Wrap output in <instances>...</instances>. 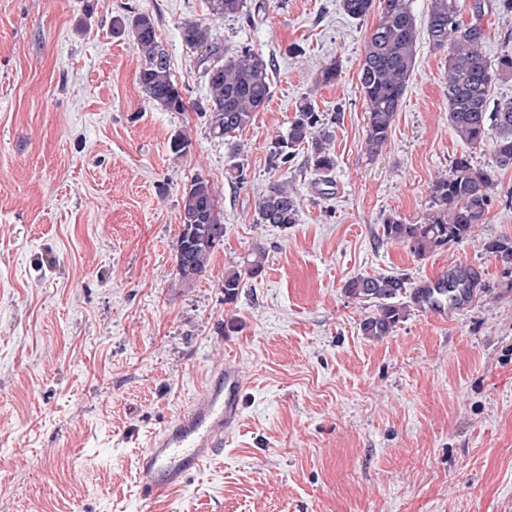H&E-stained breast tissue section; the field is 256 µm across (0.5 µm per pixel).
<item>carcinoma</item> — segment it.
I'll list each match as a JSON object with an SVG mask.
<instances>
[{
	"label": "carcinoma",
	"mask_w": 512,
	"mask_h": 512,
	"mask_svg": "<svg viewBox=\"0 0 512 512\" xmlns=\"http://www.w3.org/2000/svg\"><path fill=\"white\" fill-rule=\"evenodd\" d=\"M430 0L425 26L418 24L409 0H341L349 17H373L364 43L358 73L367 112L366 145L375 153L387 142L396 112L416 64L420 31L430 45L446 56L448 125L469 148L490 145L494 168L512 167V99L494 100L493 85L512 77V50H504L492 60L484 52L489 37L485 20L494 17L505 26L512 23V0ZM214 15L236 17L243 12L244 0H208ZM113 34H129L142 60L138 82L146 99L174 112L186 110L183 97L171 78L168 54L158 41L150 15L138 13L116 20ZM183 41L200 51L206 63L207 108L210 133L217 138H232L249 126L254 114L270 99L268 62L251 50L224 46L210 28L187 21L181 26ZM339 113L328 117L316 110L315 102L303 99L296 106L287 135L273 142L272 165L287 164L296 150L306 151L307 163L319 181L329 184L336 168L332 148L333 125ZM496 182L494 174L480 171L463 153L454 158L451 168L432 185V204L414 224L397 214L386 215L382 236L402 244L423 258L445 248L448 243L468 239L480 224L490 220ZM300 203L288 180L269 183L257 206L258 224L288 227L298 223ZM181 232L175 261L181 282L202 277L215 251L224 245V220L211 184L195 178L182 197ZM487 250L502 264L512 266V239L499 237L487 243ZM265 253L248 254L243 263L224 272V302L237 300L244 280L261 274ZM406 282L394 275L356 276L347 281L345 293L377 306V312L359 324L361 335L381 340L391 335L406 316V309L395 299L406 294Z\"/></svg>",
	"instance_id": "obj_1"
}]
</instances>
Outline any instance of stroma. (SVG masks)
Listing matches in <instances>:
<instances>
[{
	"mask_svg": "<svg viewBox=\"0 0 512 512\" xmlns=\"http://www.w3.org/2000/svg\"><path fill=\"white\" fill-rule=\"evenodd\" d=\"M140 12L185 111L146 100L134 43L112 32ZM188 20L271 63V98L233 142L209 133ZM370 26L339 0H245L226 18L206 0H0V512H512V270L486 249L512 237V169L464 242L420 258L382 237L387 214L419 220L465 146L448 125L445 54L424 40L390 138L369 153ZM333 61L338 80L317 85ZM307 96L341 115L328 185L304 151L270 160ZM233 164L243 184L225 179ZM197 177L218 193L224 246L180 286ZM275 179L300 200L297 224L256 221ZM257 248L263 272L225 302V270ZM455 265L475 277L458 321L406 294L391 336L360 334L376 307L345 293L349 279L414 288ZM228 359L248 382L239 427L181 490L144 504L137 457Z\"/></svg>",
	"mask_w": 512,
	"mask_h": 512,
	"instance_id": "obj_1",
	"label": "stroma"
}]
</instances>
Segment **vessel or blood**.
Masks as SVG:
<instances>
[{
	"instance_id": "vessel-or-blood-1",
	"label": "vessel or blood",
	"mask_w": 512,
	"mask_h": 512,
	"mask_svg": "<svg viewBox=\"0 0 512 512\" xmlns=\"http://www.w3.org/2000/svg\"><path fill=\"white\" fill-rule=\"evenodd\" d=\"M413 301L430 317L450 322L460 315L470 298L448 296L433 279L417 286ZM245 388V377L238 365L226 361L213 373L200 397L152 435L136 467L141 501L149 503L178 490L193 471L223 448L240 422Z\"/></svg>"
}]
</instances>
